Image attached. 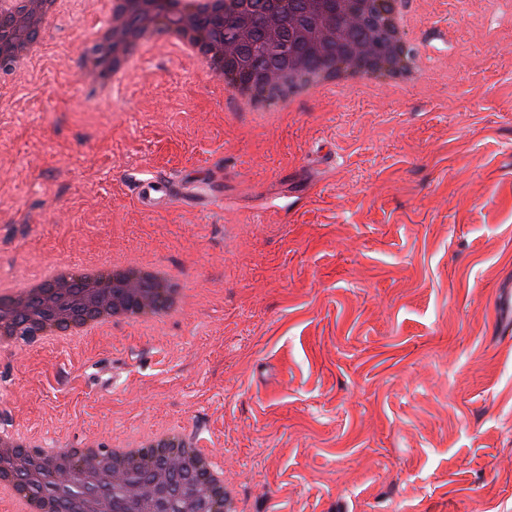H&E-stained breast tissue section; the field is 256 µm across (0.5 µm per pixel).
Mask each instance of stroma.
I'll return each mask as SVG.
<instances>
[{
    "label": "stroma",
    "mask_w": 512,
    "mask_h": 512,
    "mask_svg": "<svg viewBox=\"0 0 512 512\" xmlns=\"http://www.w3.org/2000/svg\"><path fill=\"white\" fill-rule=\"evenodd\" d=\"M95 9L0 82V275L156 257L191 303L0 354V425L183 428L249 512H512V0H423L419 86L315 92L264 128L163 31L99 94ZM147 175L178 202L142 209Z\"/></svg>",
    "instance_id": "stroma-1"
}]
</instances>
